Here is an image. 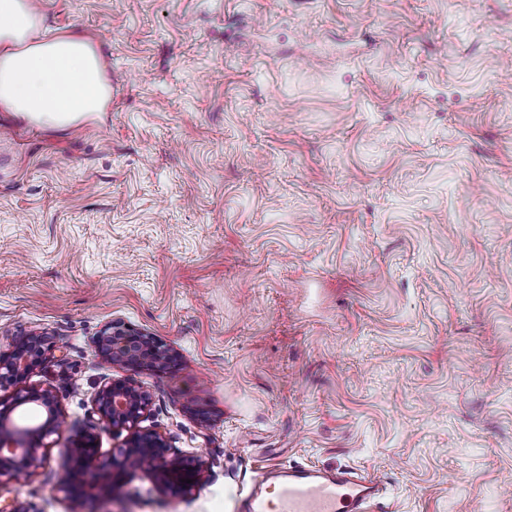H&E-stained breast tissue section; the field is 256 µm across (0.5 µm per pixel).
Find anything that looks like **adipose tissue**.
I'll return each instance as SVG.
<instances>
[{"mask_svg":"<svg viewBox=\"0 0 512 512\" xmlns=\"http://www.w3.org/2000/svg\"><path fill=\"white\" fill-rule=\"evenodd\" d=\"M111 84L88 39L47 33L34 0H0V108L64 127L105 111Z\"/></svg>","mask_w":512,"mask_h":512,"instance_id":"1","label":"adipose tissue"}]
</instances>
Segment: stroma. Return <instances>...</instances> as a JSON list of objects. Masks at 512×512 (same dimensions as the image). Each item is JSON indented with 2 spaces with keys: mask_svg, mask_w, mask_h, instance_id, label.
Wrapping results in <instances>:
<instances>
[{
  "mask_svg": "<svg viewBox=\"0 0 512 512\" xmlns=\"http://www.w3.org/2000/svg\"><path fill=\"white\" fill-rule=\"evenodd\" d=\"M92 41L106 112L0 111V353L48 347L0 398L53 391L66 424L0 505L89 512L66 448L143 428L202 463L150 468L98 512H238L264 468H354L391 512H512V0H38ZM149 333L161 370L102 357ZM96 343L99 353L123 366L162 368L171 359L169 351L148 333L119 321L104 326ZM93 402L101 419L112 428V433L129 431L123 448L112 454V468L117 477L136 470L143 461L152 463L156 484L161 489L173 485L190 491L199 481L201 465L185 466L178 458H167V444L156 430H141L150 400L148 394L129 379H113L102 384L94 394ZM191 479L192 483L182 482Z\"/></svg>",
  "mask_w": 512,
  "mask_h": 512,
  "instance_id": "35a3bbf8",
  "label": "stroma"
}]
</instances>
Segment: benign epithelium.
<instances>
[{"instance_id":"7a95c632","label":"benign epithelium","mask_w":512,"mask_h":512,"mask_svg":"<svg viewBox=\"0 0 512 512\" xmlns=\"http://www.w3.org/2000/svg\"><path fill=\"white\" fill-rule=\"evenodd\" d=\"M46 333H31L11 353L0 354V382L22 376L30 365L23 350L32 346L42 353ZM97 350L123 366L161 368L170 353L149 334L114 321L97 336ZM93 402L112 433L130 432L124 447L112 455V468L121 477L137 469L145 460L152 463L156 484L161 489L173 485L190 491L199 481L201 465L185 466L177 458H167V444L156 430L140 427L150 400L148 394L129 379H113L102 384ZM65 424L60 403L49 390L26 389L9 400L0 399V477L16 479L30 473L43 460L44 440ZM64 483L76 495L91 496L97 489L93 476L101 466V452L93 435L73 440L66 449Z\"/></svg>"}]
</instances>
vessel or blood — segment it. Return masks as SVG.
<instances>
[{
	"label": "vessel or blood",
	"instance_id": "vessel-or-blood-1",
	"mask_svg": "<svg viewBox=\"0 0 512 512\" xmlns=\"http://www.w3.org/2000/svg\"><path fill=\"white\" fill-rule=\"evenodd\" d=\"M384 484L353 469L313 466L259 472L244 499V512H386Z\"/></svg>",
	"mask_w": 512,
	"mask_h": 512
}]
</instances>
